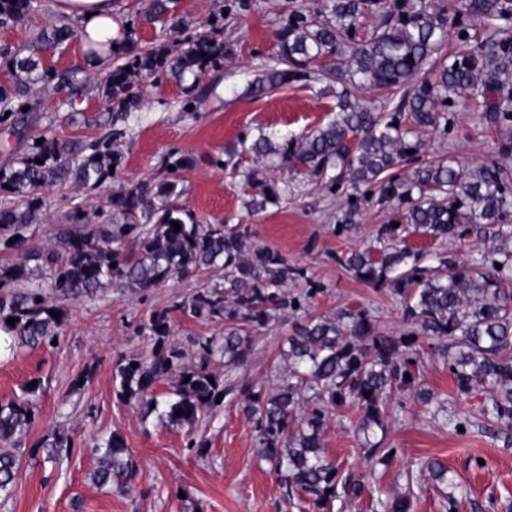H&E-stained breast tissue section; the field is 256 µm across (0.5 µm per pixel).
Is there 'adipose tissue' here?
I'll return each mask as SVG.
<instances>
[{
    "label": "adipose tissue",
    "mask_w": 512,
    "mask_h": 512,
    "mask_svg": "<svg viewBox=\"0 0 512 512\" xmlns=\"http://www.w3.org/2000/svg\"><path fill=\"white\" fill-rule=\"evenodd\" d=\"M52 8L77 22L84 42L97 43L96 53L88 60L90 67H98L111 57L114 42L124 37L117 0H53Z\"/></svg>",
    "instance_id": "1"
}]
</instances>
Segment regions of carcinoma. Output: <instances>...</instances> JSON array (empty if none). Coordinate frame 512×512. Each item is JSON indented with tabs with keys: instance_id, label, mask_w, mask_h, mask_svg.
Returning a JSON list of instances; mask_svg holds the SVG:
<instances>
[{
	"instance_id": "1",
	"label": "carcinoma",
	"mask_w": 512,
	"mask_h": 512,
	"mask_svg": "<svg viewBox=\"0 0 512 512\" xmlns=\"http://www.w3.org/2000/svg\"><path fill=\"white\" fill-rule=\"evenodd\" d=\"M34 2L0 0V25L33 13ZM177 4L149 0L146 20L174 31L187 26ZM316 13L322 20L302 9L289 12L277 32L282 67L259 75L252 93L260 97L283 85L332 77L342 85L336 119L283 144L260 136L251 151L318 179L332 171V187L349 184L354 200L341 210L340 234L360 224L357 198L389 204L394 219L376 230L380 249L356 248L337 261L358 281L386 289L409 332H380L364 308L312 314L307 300L320 286L303 268L275 250L246 251L247 225L198 223L179 203L182 191L174 180L120 188L109 199L115 222L91 224L87 210L75 204L59 231L60 247L35 246L30 228L42 209V191L69 182L93 188L114 178L121 163L112 150V137L122 135L117 130L79 146L56 133L0 168V252L16 254L0 264V333L12 350L50 346L60 338L66 301L112 287L147 293L175 276L224 270V289L205 285L141 321L139 331L152 342L150 353L114 364L116 396L179 426H193L226 403L238 406L254 425L258 456L275 472L287 507L297 500L314 512H330L335 501L360 497L366 482L326 455V430L342 412L352 413L350 421L363 435L359 451L372 465L388 464L397 454L384 437L395 394L413 388L422 403L432 401L421 387L419 369L428 352L437 351L434 340L448 341L442 357L456 393L484 396V416L512 443V248L507 246L512 241V0H318ZM221 34L216 19L210 31L187 43L164 41L143 49L132 39L123 41L112 58L124 62L113 66L98 88L112 123L128 122L140 101L134 78L197 80L218 66L224 60ZM74 36L71 27L53 25L40 31L25 55L0 46L16 77L0 84V124H10L32 103L30 86L56 79L42 68V52ZM450 39L456 49L446 54ZM375 89L398 98L392 111L376 112L360 97ZM451 112H472L493 131L494 154L475 166L452 158L425 161L412 178L401 176L402 165L418 161L421 136L446 131ZM252 183L260 191L249 201L250 210L278 204L277 183L256 175ZM412 229L435 241L465 244L473 237L482 249L475 257L448 260V274L434 275L405 244ZM128 240L135 249L126 247ZM37 271L45 284L33 286ZM290 280L305 281V295L288 293ZM299 311L303 316L282 351L287 367L272 392L230 377L247 361L250 331L264 327L276 312ZM174 312L224 323L222 342L193 341L197 362L186 364L174 339ZM9 318L16 322L9 324ZM218 355L224 358L222 374L210 366ZM170 377L173 390L160 402L154 387ZM40 390L38 381L0 402V493H11L22 468V445ZM37 447L46 451L45 461L54 462L61 453H72L74 443L48 434ZM98 452L94 484L129 486L136 469L123 436L112 432ZM425 471L431 482L448 483L443 463L433 460ZM380 505L383 512H412L404 494Z\"/></svg>"
}]
</instances>
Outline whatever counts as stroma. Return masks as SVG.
<instances>
[{
	"label": "stroma",
	"mask_w": 512,
	"mask_h": 512,
	"mask_svg": "<svg viewBox=\"0 0 512 512\" xmlns=\"http://www.w3.org/2000/svg\"><path fill=\"white\" fill-rule=\"evenodd\" d=\"M37 3V12L0 27V45L21 49L43 27L65 24V17L54 13L52 0ZM311 5L312 0H180L178 10L188 33L202 32L210 19H221L227 58L197 83L189 77L180 83H142L140 106L119 140L122 165L116 177L91 190H45L42 217L33 226L36 245L55 244L59 226L75 203L83 204L93 223H107L109 197L120 188L166 178L165 165L176 151L197 160L178 174L181 201L196 220L250 225L251 248L279 251L289 263L306 269L308 281L322 287L309 299L308 309L323 314L363 306L375 315L382 332H406L399 307L385 290L361 283L336 261L350 249L374 244L376 229L392 217L390 208L365 205L356 233H338L347 188L333 192L320 180L267 167L249 150L259 135L282 143L336 117L335 99L319 80L290 84L262 97L248 92L258 75L278 63L275 29L290 11ZM119 6L122 24L132 26L141 47L163 38L180 39L182 33L142 20L144 0H119ZM87 57L78 38L62 51L44 55V68L75 74L84 88L73 96L37 91L35 108L20 113L16 127L0 125V165L7 152L23 153L33 140L59 130L78 142L105 134L109 115L98 87L109 70L89 68ZM191 99L197 109L185 111ZM70 111L76 112V123L60 128V118ZM425 143L423 159L451 155L478 163L493 152L495 138L462 112L448 134L428 136ZM255 169L285 191L280 204L258 213L248 207L255 192L248 175ZM198 286L197 278L175 277L144 294L111 288L92 299L65 302L68 316L57 347L18 350L0 359V402L19 395L31 379H41L43 385L36 420L25 437L24 464L11 494L0 495V512H280L277 478L267 463L258 461L253 426L239 408L225 406L199 424V435L209 442V454L202 458L187 450V428L161 424L156 413L115 396L114 363L151 346L138 330L140 321L150 311L190 296ZM294 321V316L278 315L254 331L251 353L236 377L273 390L285 369L279 349ZM90 366L95 369L92 380L73 390V381ZM420 378L442 407L435 418H426L412 394H405V405L386 435L387 444L398 451L388 468L371 470L357 454L349 419L326 431L324 447L330 458L356 472L375 474L371 493L357 503L336 505L334 512H382L381 499L407 491L413 512H447L441 491L419 473L434 459L447 465L449 477L468 493L459 512H512V447H504L493 425L480 415V398H457L448 367L437 357L423 360ZM463 414L469 423L465 430H455ZM52 430L76 445L56 465L43 462L34 450ZM115 430L124 436L137 465L130 492L98 487L89 478L97 446Z\"/></svg>",
	"instance_id": "stroma-1"
}]
</instances>
